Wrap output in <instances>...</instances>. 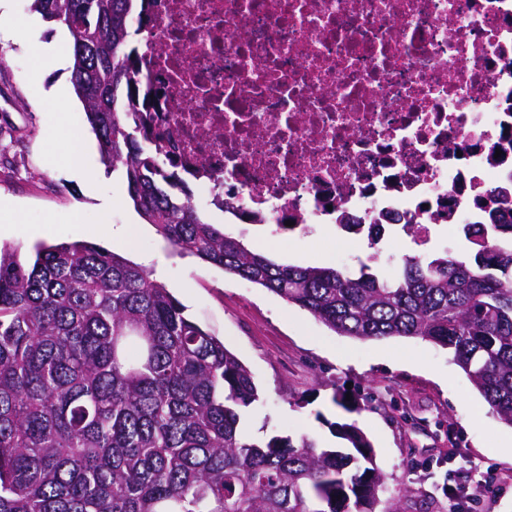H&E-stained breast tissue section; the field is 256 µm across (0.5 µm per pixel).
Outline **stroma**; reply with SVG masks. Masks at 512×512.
I'll use <instances>...</instances> for the list:
<instances>
[{"mask_svg":"<svg viewBox=\"0 0 512 512\" xmlns=\"http://www.w3.org/2000/svg\"><path fill=\"white\" fill-rule=\"evenodd\" d=\"M19 33L0 39V207L14 210L12 225H0V246L28 258L35 244L81 240L106 246L107 226L139 227L132 261L147 257L156 277L187 314L223 340L252 372L264 398L244 426L260 438L279 431L310 434L326 446L340 445L331 423H356L370 440L389 489L407 485L401 506L416 512H448V486L485 481L482 512H512V427L492 414L448 350L420 339L359 341L329 330L306 311L258 285L227 275L194 256L179 254L143 223L128 197L121 172L103 169L92 151L90 171H103V196H117L105 209L87 198L80 183L53 168V155L95 142L84 112L67 116L45 103L59 74H37L32 37L50 39L56 25L31 8V0H7ZM227 235L281 264L333 267L340 254L374 257L384 275L397 272L415 254L400 235L373 245L341 238L324 224L307 233L228 224ZM344 396L337 404L335 396Z\"/></svg>","mask_w":512,"mask_h":512,"instance_id":"obj_1","label":"stroma"}]
</instances>
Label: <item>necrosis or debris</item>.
I'll use <instances>...</instances> for the list:
<instances>
[{"label":"necrosis or debris","mask_w":512,"mask_h":512,"mask_svg":"<svg viewBox=\"0 0 512 512\" xmlns=\"http://www.w3.org/2000/svg\"><path fill=\"white\" fill-rule=\"evenodd\" d=\"M137 117L239 224L512 221V0H146ZM163 86L155 96L153 86Z\"/></svg>","instance_id":"obj_1"}]
</instances>
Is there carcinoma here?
Segmentation results:
<instances>
[{
	"mask_svg": "<svg viewBox=\"0 0 512 512\" xmlns=\"http://www.w3.org/2000/svg\"><path fill=\"white\" fill-rule=\"evenodd\" d=\"M72 39V83L102 162L181 253L261 286L341 336L439 345L512 426V222L465 232L470 257H403L393 277L280 264L198 214L140 145L145 58L136 0H32ZM254 377L155 271L89 242L0 248V512H375L388 475L354 423L346 441L252 439Z\"/></svg>",
	"mask_w": 512,
	"mask_h": 512,
	"instance_id": "cac0c4a2",
	"label": "carcinoma"
}]
</instances>
